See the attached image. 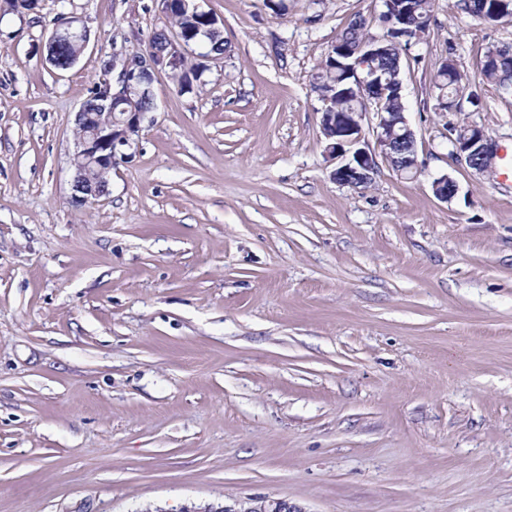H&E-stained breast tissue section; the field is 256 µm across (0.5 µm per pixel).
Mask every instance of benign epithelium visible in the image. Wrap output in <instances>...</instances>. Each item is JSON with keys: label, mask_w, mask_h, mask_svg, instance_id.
<instances>
[{"label": "benign epithelium", "mask_w": 512, "mask_h": 512, "mask_svg": "<svg viewBox=\"0 0 512 512\" xmlns=\"http://www.w3.org/2000/svg\"><path fill=\"white\" fill-rule=\"evenodd\" d=\"M401 34L393 46L383 47L378 37L369 35L355 44L344 45L335 42L332 49L336 54L351 61L348 74L356 79L361 96L362 109L359 112H334L332 100L322 98L321 131L328 141L327 150L337 158H346L333 172L337 183L358 188L371 183L379 171L378 158H383L399 175L416 174L417 140L403 112H385L375 102L377 94L371 91L380 83L376 77L373 61L395 50L403 52L410 42L415 25L412 13L400 16ZM90 30L82 17L62 12L47 37L44 46L50 48L61 40H68L77 46V51L68 67H74L89 42ZM106 77L98 85L101 101L114 106L134 103L152 88L144 87V76L154 78L161 72L153 53L144 50H129L112 54L104 61ZM367 112L376 117L373 133L377 148L369 147L363 135L360 117ZM144 113L129 112L126 119L116 121L110 112H87L80 105L75 112V129L83 130L81 138L74 140L71 159H81L84 165H77L71 172V200L85 206L95 205L108 193L112 169L129 158L125 148L132 146L134 138L142 129ZM456 154L468 167L489 172L495 165L497 149L481 130L472 136L450 137ZM436 197L446 201L457 191L452 178L443 175L432 183ZM202 512H302L282 499L268 497L250 498L226 506L209 505Z\"/></svg>", "instance_id": "1"}]
</instances>
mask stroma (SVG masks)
<instances>
[{"label":"stroma","mask_w":512,"mask_h":512,"mask_svg":"<svg viewBox=\"0 0 512 512\" xmlns=\"http://www.w3.org/2000/svg\"><path fill=\"white\" fill-rule=\"evenodd\" d=\"M201 0L227 51L152 90L132 157L71 202L74 116L154 0H40L0 17V512H181L257 496L303 512H512V44L435 0L403 52L420 169L336 183L312 88L380 0ZM85 18L78 64L37 51ZM483 101L436 109L440 62ZM497 146L492 173L449 131ZM458 190L438 199L434 179ZM510 57H512V45L492 48L493 59L491 58V49H489L481 68L482 82L495 85L499 89L506 83L512 85V61L497 62L495 60Z\"/></svg>","instance_id":"obj_1"}]
</instances>
